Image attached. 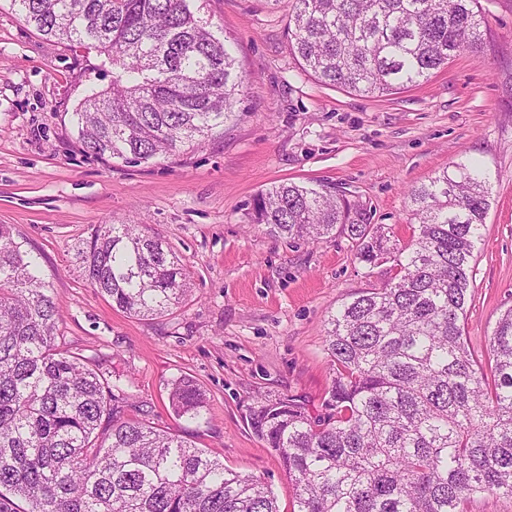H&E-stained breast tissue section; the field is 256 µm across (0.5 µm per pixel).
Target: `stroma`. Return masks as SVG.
Returning a JSON list of instances; mask_svg holds the SVG:
<instances>
[{
  "label": "stroma",
  "instance_id": "1",
  "mask_svg": "<svg viewBox=\"0 0 512 512\" xmlns=\"http://www.w3.org/2000/svg\"><path fill=\"white\" fill-rule=\"evenodd\" d=\"M487 37L422 84L361 97L322 84L288 36L290 0H191L245 78L233 116L200 144L137 166L83 154L73 114L99 75L97 53L46 38L0 0V224L37 254L71 352L112 374L154 426L268 482L282 512L292 483L248 425L258 395L322 414L331 381L325 321L350 295L392 280V263H359L343 233L310 243L246 222V205L279 182H328L406 241L411 187L474 160L492 200L474 252L465 331L478 359L512 308V0H480ZM97 224H144L187 265L191 292L172 314L113 309L75 253ZM188 376L208 413L174 418L168 389Z\"/></svg>",
  "mask_w": 512,
  "mask_h": 512
}]
</instances>
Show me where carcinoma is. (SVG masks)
I'll list each match as a JSON object with an SVG mask.
<instances>
[{
  "mask_svg": "<svg viewBox=\"0 0 512 512\" xmlns=\"http://www.w3.org/2000/svg\"><path fill=\"white\" fill-rule=\"evenodd\" d=\"M479 0H295L288 34L323 84L366 97L416 85L483 45ZM47 38L94 50L112 83L75 112L83 152L138 165L224 125L244 77L190 0H11ZM418 225L390 244L365 205L329 183L257 192L248 222L293 243L340 226L369 266L397 278L326 319L333 376L313 417L290 397L248 407L254 434L294 486L291 512H468L512 499V309L483 366L464 339L471 265L491 206L486 172L455 163L408 192ZM89 284L134 317H162L190 292L182 260L141 224H99L77 251ZM60 311L23 237L0 224V512H280L271 485L180 434L126 415L109 372L57 341ZM178 418L207 410L189 378ZM470 512H512V499L492 495L476 497L469 506Z\"/></svg>",
  "mask_w": 512,
  "mask_h": 512,
  "instance_id": "1",
  "label": "carcinoma"
}]
</instances>
